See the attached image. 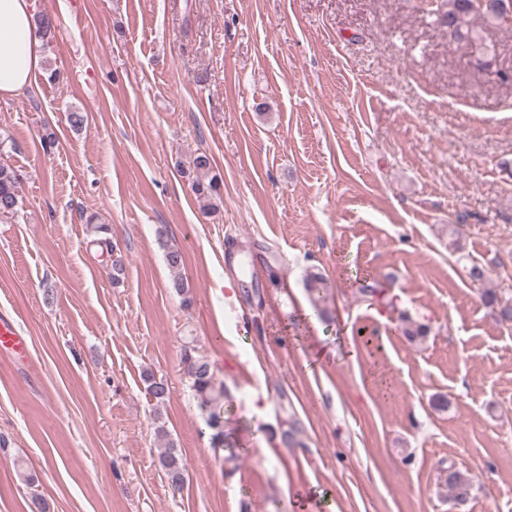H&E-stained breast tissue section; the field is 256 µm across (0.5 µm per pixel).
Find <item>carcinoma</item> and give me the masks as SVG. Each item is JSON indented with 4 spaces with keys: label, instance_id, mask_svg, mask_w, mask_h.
<instances>
[{
    "label": "carcinoma",
    "instance_id": "obj_1",
    "mask_svg": "<svg viewBox=\"0 0 512 512\" xmlns=\"http://www.w3.org/2000/svg\"><path fill=\"white\" fill-rule=\"evenodd\" d=\"M477 14L482 17L485 25L490 27L512 28L509 17L512 16V0H442V11L438 14V22L448 35L466 44L478 39L479 34L472 30L463 29L466 17ZM195 176L191 182L192 192L200 199L211 200L220 196V183L217 176L212 174V162L209 155L199 153L193 159ZM23 179L19 170L7 163L0 162V216L15 214L19 208L18 186ZM98 237L92 244L101 251H113L110 228L106 224L96 226ZM166 261L174 273L173 288L181 294L188 292L180 275L183 266V256L177 250L166 253ZM483 302L491 307L498 320L502 323L512 324V302L503 303L499 300L496 291L486 290L482 295ZM183 361L186 366V376L191 389L197 398L200 410L208 415L209 423L218 429L215 439L224 441V432L220 430L221 416L218 404L224 399V386L216 385L215 376L210 364L205 360L193 356L191 350L184 352ZM149 394L158 402H163L168 394L169 387L166 380L148 373L144 376ZM159 467L166 476L168 483L175 490L183 488L186 481V461L183 454L174 443H168L167 448L158 458ZM444 483L456 507L467 505L473 497L474 484L471 479L462 473L455 465L450 464L443 470Z\"/></svg>",
    "mask_w": 512,
    "mask_h": 512
}]
</instances>
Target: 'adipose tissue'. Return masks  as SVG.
<instances>
[{"mask_svg": "<svg viewBox=\"0 0 512 512\" xmlns=\"http://www.w3.org/2000/svg\"><path fill=\"white\" fill-rule=\"evenodd\" d=\"M42 46L35 0H0V96L36 87Z\"/></svg>", "mask_w": 512, "mask_h": 512, "instance_id": "1", "label": "adipose tissue"}]
</instances>
